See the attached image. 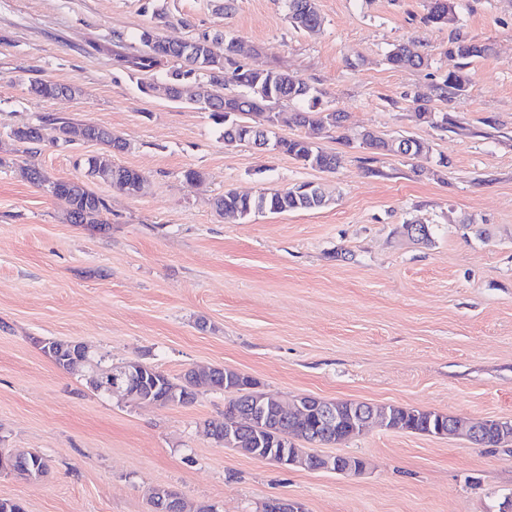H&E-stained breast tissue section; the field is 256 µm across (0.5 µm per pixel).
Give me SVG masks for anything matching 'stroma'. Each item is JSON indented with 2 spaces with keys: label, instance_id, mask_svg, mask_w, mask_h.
<instances>
[{
  "label": "stroma",
  "instance_id": "stroma-1",
  "mask_svg": "<svg viewBox=\"0 0 512 512\" xmlns=\"http://www.w3.org/2000/svg\"><path fill=\"white\" fill-rule=\"evenodd\" d=\"M449 27L425 23L424 0H317L320 31L294 30L284 0H0V449L39 452L37 482L0 474V498L26 512H150V489L189 507L259 512L273 498L307 512H495L512 493V451L372 427L320 454L365 461L359 475L281 469L217 446L205 421L227 394L152 406L99 396L82 373L58 368L45 338L86 344L118 365L139 360L170 377L198 366L252 378L260 392L393 404L461 420L512 418V0H459ZM162 8L191 33L224 31L254 46L251 68H288L343 112L319 145L332 172L241 144L186 102L144 95L145 74L117 69L115 34L134 35ZM462 36L493 43L469 67L462 95L436 87ZM398 42L423 43L426 71L393 69ZM78 87L40 101L30 79ZM452 122L417 121L413 96ZM90 123L129 144L117 164L148 179L130 196L89 180L94 142H45L23 153L11 129L42 117ZM410 135L447 156L441 176L417 160L375 155L363 130ZM86 180L108 205V228L66 219L68 205L22 174ZM203 173L191 182L186 170ZM321 184L331 205L241 221L216 211L224 191L257 194ZM475 222L464 230L463 219ZM433 225L432 243L401 232Z\"/></svg>",
  "mask_w": 512,
  "mask_h": 512
}]
</instances>
